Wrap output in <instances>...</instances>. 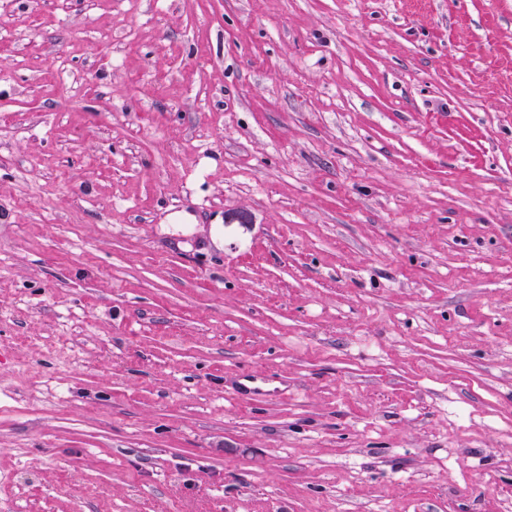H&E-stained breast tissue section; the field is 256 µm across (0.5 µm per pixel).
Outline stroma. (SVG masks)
<instances>
[{"instance_id": "1", "label": "stroma", "mask_w": 512, "mask_h": 512, "mask_svg": "<svg viewBox=\"0 0 512 512\" xmlns=\"http://www.w3.org/2000/svg\"><path fill=\"white\" fill-rule=\"evenodd\" d=\"M0 512H512V0H0Z\"/></svg>"}]
</instances>
